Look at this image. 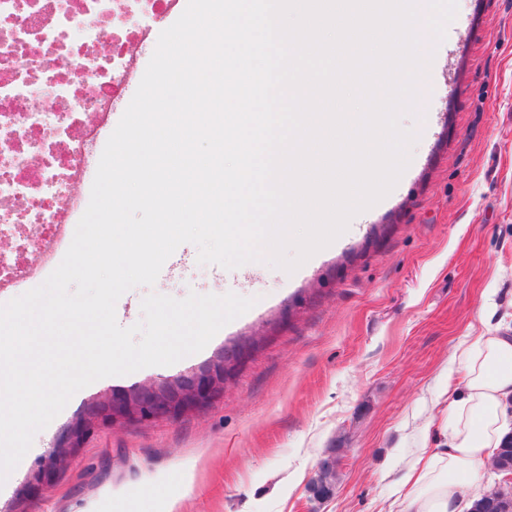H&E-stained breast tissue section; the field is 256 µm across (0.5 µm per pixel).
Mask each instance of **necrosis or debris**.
Returning a JSON list of instances; mask_svg holds the SVG:
<instances>
[{
  "mask_svg": "<svg viewBox=\"0 0 512 512\" xmlns=\"http://www.w3.org/2000/svg\"><path fill=\"white\" fill-rule=\"evenodd\" d=\"M171 0H0V287H25V232L76 227L88 170L112 124L130 48Z\"/></svg>",
  "mask_w": 512,
  "mask_h": 512,
  "instance_id": "1",
  "label": "necrosis or debris"
}]
</instances>
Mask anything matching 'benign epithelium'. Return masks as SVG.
<instances>
[{
	"label": "benign epithelium",
	"mask_w": 512,
	"mask_h": 512,
	"mask_svg": "<svg viewBox=\"0 0 512 512\" xmlns=\"http://www.w3.org/2000/svg\"><path fill=\"white\" fill-rule=\"evenodd\" d=\"M263 340L262 336H254L247 342L221 350L210 364L163 382L148 381L128 394L97 403L69 428L67 447H78L101 422L175 420L186 413L202 410L224 394L225 383L243 365L253 346Z\"/></svg>",
	"instance_id": "obj_1"
}]
</instances>
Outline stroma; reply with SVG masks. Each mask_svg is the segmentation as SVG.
<instances>
[{"mask_svg":"<svg viewBox=\"0 0 512 512\" xmlns=\"http://www.w3.org/2000/svg\"><path fill=\"white\" fill-rule=\"evenodd\" d=\"M437 55L429 127L396 186L294 272L197 261L185 243L153 288L120 297V326L149 292H228L254 306L204 350L91 385L33 441L0 512H386L390 475L424 439L417 418L460 377L457 346L512 331V0H458ZM267 340L207 409L98 428L68 467L39 462L96 401L188 372L225 346ZM343 460L334 496L311 500L323 449Z\"/></svg>","mask_w":512,"mask_h":512,"instance_id":"1","label":"stroma"}]
</instances>
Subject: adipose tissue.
<instances>
[{
  "label": "adipose tissue",
  "instance_id": "obj_1",
  "mask_svg": "<svg viewBox=\"0 0 512 512\" xmlns=\"http://www.w3.org/2000/svg\"><path fill=\"white\" fill-rule=\"evenodd\" d=\"M463 369L434 399L421 432L435 441L394 481L398 512H457L512 431V335L486 331L456 354Z\"/></svg>",
  "mask_w": 512,
  "mask_h": 512
}]
</instances>
